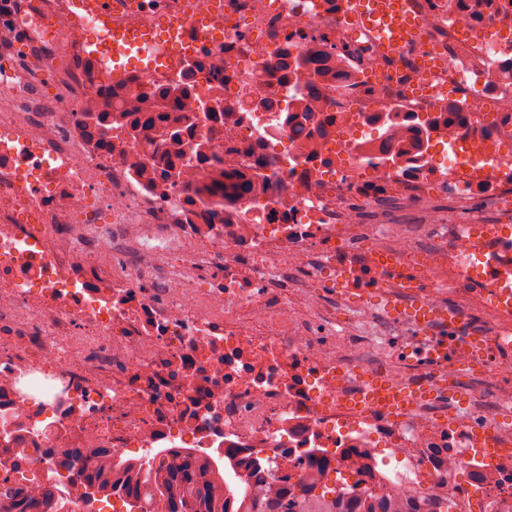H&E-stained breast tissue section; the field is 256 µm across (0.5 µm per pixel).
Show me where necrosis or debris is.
Masks as SVG:
<instances>
[{
  "mask_svg": "<svg viewBox=\"0 0 512 512\" xmlns=\"http://www.w3.org/2000/svg\"><path fill=\"white\" fill-rule=\"evenodd\" d=\"M352 10L145 0L101 21L0 0V49L68 63L49 98L0 64V447L23 449L22 488L54 480L63 448L228 451L299 486L316 448L344 498L512 512V0L419 8L435 74L381 54ZM113 28L153 49L136 65L112 46L106 75ZM182 82L161 133L126 113ZM214 174L258 184L209 198ZM386 201L415 223H359ZM417 302L431 327L404 315ZM375 376L432 396L356 407Z\"/></svg>",
  "mask_w": 512,
  "mask_h": 512,
  "instance_id": "4bbe7bcc",
  "label": "necrosis or debris"
}]
</instances>
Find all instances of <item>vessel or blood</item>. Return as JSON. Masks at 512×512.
Segmentation results:
<instances>
[{"label":"vessel or blood","instance_id":"vessel-or-blood-1","mask_svg":"<svg viewBox=\"0 0 512 512\" xmlns=\"http://www.w3.org/2000/svg\"><path fill=\"white\" fill-rule=\"evenodd\" d=\"M358 18L369 33L374 46L383 54L398 57L416 52L424 55L428 69L442 68L440 58H427L426 37L414 15L412 0H357ZM426 394L416 390H399L382 381L375 382L366 403L397 412L417 405Z\"/></svg>","mask_w":512,"mask_h":512}]
</instances>
